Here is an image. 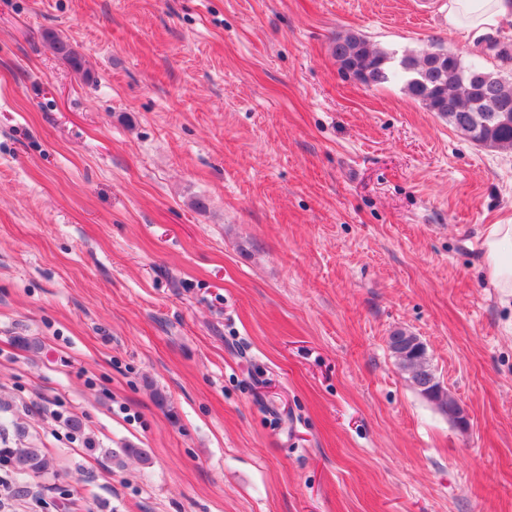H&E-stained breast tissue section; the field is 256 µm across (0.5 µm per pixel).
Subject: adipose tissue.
<instances>
[{
    "label": "adipose tissue",
    "mask_w": 512,
    "mask_h": 512,
    "mask_svg": "<svg viewBox=\"0 0 512 512\" xmlns=\"http://www.w3.org/2000/svg\"><path fill=\"white\" fill-rule=\"evenodd\" d=\"M448 28L464 37L490 33L512 20V0H447ZM483 268L502 298H512V223L491 224L482 241Z\"/></svg>",
    "instance_id": "ef3b65f1"
}]
</instances>
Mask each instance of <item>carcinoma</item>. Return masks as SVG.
<instances>
[{"instance_id": "cac0c4a2", "label": "carcinoma", "mask_w": 512, "mask_h": 512, "mask_svg": "<svg viewBox=\"0 0 512 512\" xmlns=\"http://www.w3.org/2000/svg\"><path fill=\"white\" fill-rule=\"evenodd\" d=\"M55 54L73 70L84 71V61L70 44L56 34L47 36ZM333 54L339 69L358 75L362 83L377 87L400 81L411 97L448 121L456 131L478 146L512 151V79L479 63H464L455 54L439 59L431 53H396L377 48L360 33L349 31L336 38ZM394 335L402 346L391 348L411 384L425 393L432 368L424 348L413 344L416 336L399 329ZM11 462L23 475L39 474L48 460L36 448H18Z\"/></svg>"}]
</instances>
